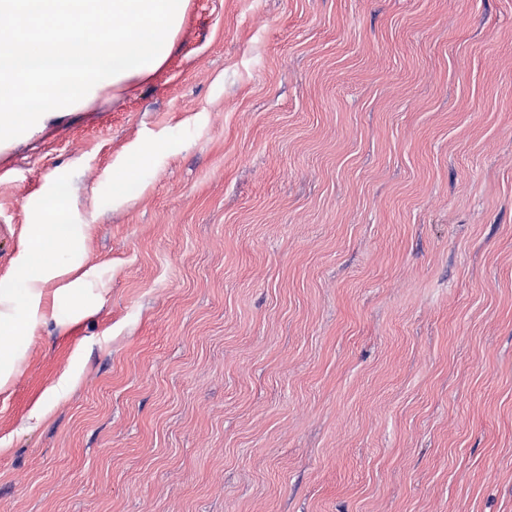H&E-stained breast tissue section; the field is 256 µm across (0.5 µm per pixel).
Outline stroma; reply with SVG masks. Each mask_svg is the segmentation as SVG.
Listing matches in <instances>:
<instances>
[{"mask_svg": "<svg viewBox=\"0 0 512 512\" xmlns=\"http://www.w3.org/2000/svg\"><path fill=\"white\" fill-rule=\"evenodd\" d=\"M6 144L0 277L66 185L90 285L0 394V512H512V0H190Z\"/></svg>", "mask_w": 512, "mask_h": 512, "instance_id": "35a3bbf8", "label": "stroma"}]
</instances>
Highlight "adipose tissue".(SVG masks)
<instances>
[{
	"mask_svg": "<svg viewBox=\"0 0 512 512\" xmlns=\"http://www.w3.org/2000/svg\"><path fill=\"white\" fill-rule=\"evenodd\" d=\"M189 0H0V127L33 131L60 112L89 109L123 96L166 63ZM64 20L62 28H22L31 17ZM68 196L60 192L38 207V219L18 241L0 287V391L25 365L28 343L56 311L58 326L85 308V281L73 278L81 262L86 225L66 221Z\"/></svg>",
	"mask_w": 512,
	"mask_h": 512,
	"instance_id": "adipose-tissue-1",
	"label": "adipose tissue"
}]
</instances>
